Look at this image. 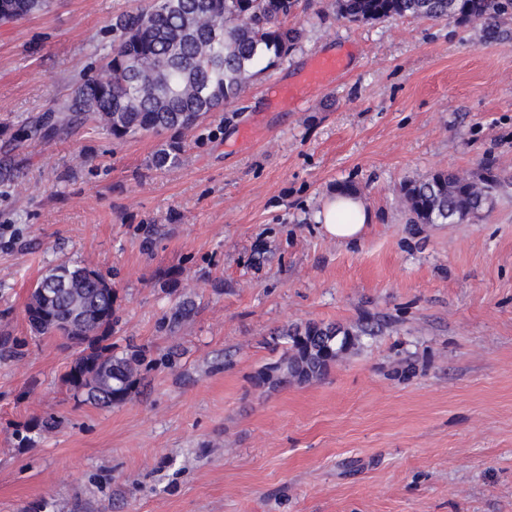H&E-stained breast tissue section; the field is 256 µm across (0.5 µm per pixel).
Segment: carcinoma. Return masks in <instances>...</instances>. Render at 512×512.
Wrapping results in <instances>:
<instances>
[{
	"instance_id": "1",
	"label": "carcinoma",
	"mask_w": 512,
	"mask_h": 512,
	"mask_svg": "<svg viewBox=\"0 0 512 512\" xmlns=\"http://www.w3.org/2000/svg\"><path fill=\"white\" fill-rule=\"evenodd\" d=\"M9 23L39 13L48 0H13ZM295 0H152L149 7L123 14L112 24L113 39L102 64L83 73L68 99L53 102L54 123L40 118L21 124L20 133L40 141L92 122L114 139L142 131L195 126L207 114L240 98L254 77L281 63L300 40L288 24ZM338 13L352 22L392 17L453 18L495 29L501 0H336ZM182 147L171 141L153 156L157 168H174ZM410 221L456 224L482 211L488 186L448 172H436L404 186ZM112 283L86 266L60 263L39 279L27 304L33 333L63 336L105 335L112 326ZM365 326L354 334L309 322L280 332L283 352L255 376L259 384L304 383L322 377L329 365L375 335ZM145 350L103 356L82 349L66 373L72 388H86L83 401L101 408L125 402L140 384Z\"/></svg>"
}]
</instances>
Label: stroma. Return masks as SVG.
I'll use <instances>...</instances> for the list:
<instances>
[{"label":"stroma","instance_id":"1","mask_svg":"<svg viewBox=\"0 0 512 512\" xmlns=\"http://www.w3.org/2000/svg\"><path fill=\"white\" fill-rule=\"evenodd\" d=\"M148 3L0 24V512H512V8L490 36L299 0L288 59L193 130L19 139ZM348 46L302 103L271 102ZM176 137L180 165L155 169ZM438 171L492 179L489 209L410 223L403 186ZM346 188L373 216L348 243L315 221ZM63 262L111 280L107 345L149 349L122 404L82 402L77 347L27 325ZM308 322L383 330L319 379L257 385L279 331Z\"/></svg>","mask_w":512,"mask_h":512}]
</instances>
